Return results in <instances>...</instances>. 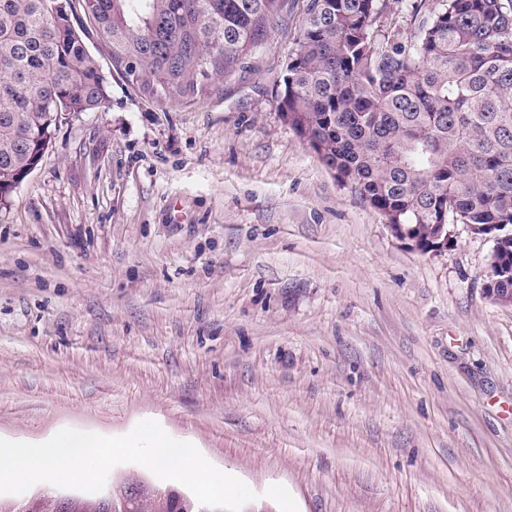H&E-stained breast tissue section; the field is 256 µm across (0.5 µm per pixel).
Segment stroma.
<instances>
[{"label": "stroma", "mask_w": 512, "mask_h": 512, "mask_svg": "<svg viewBox=\"0 0 512 512\" xmlns=\"http://www.w3.org/2000/svg\"><path fill=\"white\" fill-rule=\"evenodd\" d=\"M307 8L182 108L85 36L108 99L0 208V437L151 419L255 492L241 512H512L494 242L403 247L282 120Z\"/></svg>", "instance_id": "stroma-1"}]
</instances>
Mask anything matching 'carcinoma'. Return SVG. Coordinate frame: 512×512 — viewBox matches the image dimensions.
<instances>
[{
    "label": "carcinoma",
    "instance_id": "obj_1",
    "mask_svg": "<svg viewBox=\"0 0 512 512\" xmlns=\"http://www.w3.org/2000/svg\"><path fill=\"white\" fill-rule=\"evenodd\" d=\"M0 0V207L35 169L58 111L108 98L83 36L150 99L191 105L245 68L283 0ZM384 0H309L277 88L281 116L336 179L418 238L500 224L497 287L512 289V0H438L407 36ZM66 512H104L74 498ZM133 512H221L178 492Z\"/></svg>",
    "mask_w": 512,
    "mask_h": 512
}]
</instances>
